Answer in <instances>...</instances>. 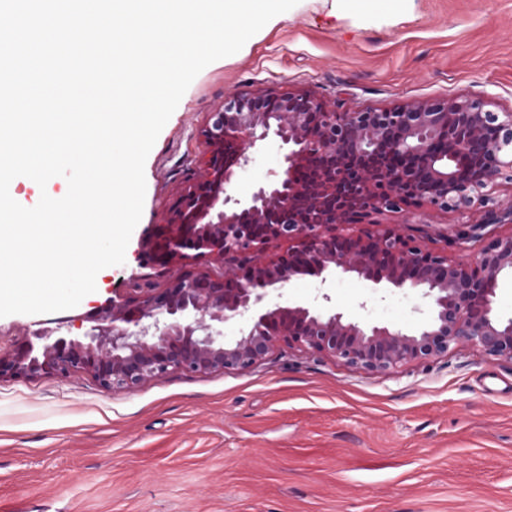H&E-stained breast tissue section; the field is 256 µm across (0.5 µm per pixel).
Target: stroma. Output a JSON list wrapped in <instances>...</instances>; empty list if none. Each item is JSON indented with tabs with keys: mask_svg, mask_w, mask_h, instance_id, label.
<instances>
[{
	"mask_svg": "<svg viewBox=\"0 0 512 512\" xmlns=\"http://www.w3.org/2000/svg\"><path fill=\"white\" fill-rule=\"evenodd\" d=\"M267 90L339 111L463 96L512 112V0H299L191 83L147 157L138 230L165 223L196 181L200 131L225 96ZM281 161L268 138L232 194L248 197ZM381 221L464 256L458 213L424 205ZM136 248L98 273L79 311L164 286ZM332 292L355 322L414 332L430 320L417 289L340 275ZM65 317H0V353ZM0 512H512V363L464 344L366 373L282 349L248 371L133 390L83 373L3 380Z\"/></svg>",
	"mask_w": 512,
	"mask_h": 512,
	"instance_id": "1",
	"label": "stroma"
}]
</instances>
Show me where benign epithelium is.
<instances>
[{
	"mask_svg": "<svg viewBox=\"0 0 512 512\" xmlns=\"http://www.w3.org/2000/svg\"><path fill=\"white\" fill-rule=\"evenodd\" d=\"M202 172L169 220L146 230L139 258L169 271L164 287L115 292L75 316L78 335L42 330L0 355V380L89 375L101 388L134 389L173 374L248 371L280 347L386 373L428 361L461 343L490 361H512V319L493 311L497 277L512 271V234H460L478 255L453 262L373 216L428 205L464 214L479 205L484 223L512 222V112L469 97L427 99L388 109H328L308 92L237 93L201 131ZM286 148L280 170L245 199L229 193L237 173L269 136ZM399 153L409 163L390 167ZM320 161L317 177L299 173ZM272 243L286 245L273 258ZM222 266L217 275L191 269ZM395 288H420L428 324L408 333L356 323L324 293L311 303L280 302L298 276L324 284L336 272ZM245 320L238 338L224 324Z\"/></svg>",
	"mask_w": 512,
	"mask_h": 512,
	"instance_id": "1",
	"label": "benign epithelium"
}]
</instances>
